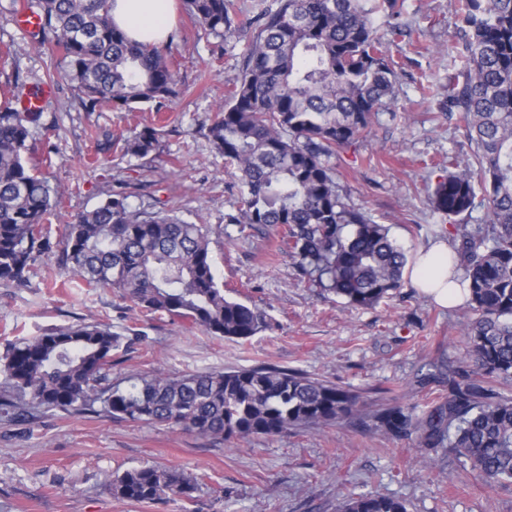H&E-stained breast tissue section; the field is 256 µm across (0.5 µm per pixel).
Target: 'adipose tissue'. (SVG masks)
Returning <instances> with one entry per match:
<instances>
[{
    "mask_svg": "<svg viewBox=\"0 0 512 512\" xmlns=\"http://www.w3.org/2000/svg\"><path fill=\"white\" fill-rule=\"evenodd\" d=\"M170 3L171 0H112L110 13L117 27L130 39L160 43L171 33ZM449 276L448 249L436 245L418 256L411 282L445 306L454 303L460 294L459 285L450 282Z\"/></svg>",
    "mask_w": 512,
    "mask_h": 512,
    "instance_id": "adipose-tissue-1",
    "label": "adipose tissue"
}]
</instances>
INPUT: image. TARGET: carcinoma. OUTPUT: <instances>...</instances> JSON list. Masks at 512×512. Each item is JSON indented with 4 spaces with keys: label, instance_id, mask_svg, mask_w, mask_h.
I'll return each instance as SVG.
<instances>
[{
    "label": "carcinoma",
    "instance_id": "cac0c4a2",
    "mask_svg": "<svg viewBox=\"0 0 512 512\" xmlns=\"http://www.w3.org/2000/svg\"><path fill=\"white\" fill-rule=\"evenodd\" d=\"M204 36L238 29L235 0H185ZM39 42L61 56L49 76L67 82L87 112H160L179 93L169 53L130 40L112 23L108 0H37ZM400 0H281L250 19L256 32L228 101L208 126L214 150L232 167L241 228L281 230L299 278L355 308L381 303L403 287L405 252L349 202L331 160L368 132L395 94V64L380 24ZM459 62L445 107L459 114L472 154L448 158L429 205L450 218L483 210L476 224L454 225L450 280L467 289L473 312L463 364L448 363V393L423 409L396 399L365 410L358 395L299 369L260 364L223 372L132 375L112 384L114 355L129 339L101 323H76L11 343L0 356L7 391L0 416L23 404L82 414L99 404L112 418L178 425L220 440L273 437L291 429L355 425L464 459L489 487L512 484V0H457ZM42 112L0 108V281L28 283L42 257L54 256L88 288H114L141 312L180 320L227 339L269 328L264 312L224 294L214 271L207 225L166 211L135 208L117 192L66 225L52 244L47 224L62 193L32 163ZM115 145L125 155L156 150L146 126ZM118 499L190 501L184 473L155 465L112 478ZM336 512H407L399 499L350 494Z\"/></svg>",
    "mask_w": 512,
    "mask_h": 512
}]
</instances>
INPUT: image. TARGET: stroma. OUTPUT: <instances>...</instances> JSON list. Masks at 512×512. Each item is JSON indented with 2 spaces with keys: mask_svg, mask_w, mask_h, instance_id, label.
<instances>
[{
  "mask_svg": "<svg viewBox=\"0 0 512 512\" xmlns=\"http://www.w3.org/2000/svg\"><path fill=\"white\" fill-rule=\"evenodd\" d=\"M455 0H404L398 39L396 95L370 134L335 160L350 202L386 224L410 255L448 241V219L426 203L448 157L467 159L471 147L458 115L442 111L454 71ZM34 0H0V105L17 103L57 68L60 55L38 45L16 20ZM252 31L216 48L200 38L184 0H175L172 64L183 92L166 112L85 111L70 85L58 84L33 135V157H51L43 173L62 192L51 239L78 213L123 191L132 206L173 209L207 225L216 274L238 300L266 311L270 329L246 341L209 335L188 324L152 319L116 290L84 288L55 263H36L28 286L0 282V351L19 338L78 322H102L133 343L112 367L113 380L161 369L172 376L249 368L266 362L297 368L360 395L374 406L389 389L403 403L426 406L444 386H420L437 360L464 355L462 307L444 308L412 284L368 309L308 287L280 254L276 230L225 223L237 189L207 137L210 117L239 75ZM153 126L158 148L144 158L119 149L95 154V139H116ZM143 465L190 475L194 501L140 504L115 498L108 481ZM393 496L408 512H512V486L491 491L467 477L461 462L424 464L412 441L365 434L350 426L297 429L274 437L222 441L178 427L113 419L98 411L73 414L30 409L24 419L0 418V512H336L348 492Z\"/></svg>",
  "mask_w": 512,
  "mask_h": 512,
  "instance_id": "stroma-1",
  "label": "stroma"
}]
</instances>
